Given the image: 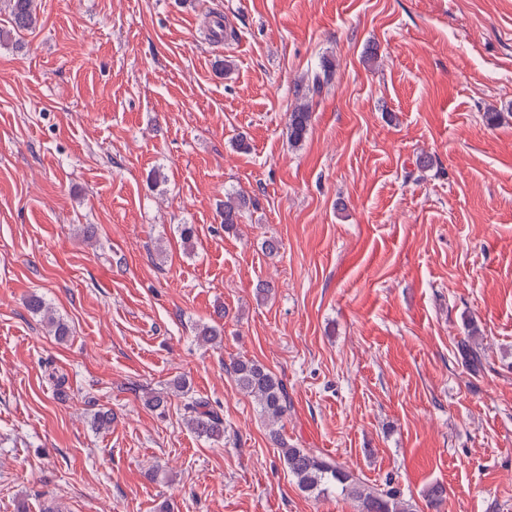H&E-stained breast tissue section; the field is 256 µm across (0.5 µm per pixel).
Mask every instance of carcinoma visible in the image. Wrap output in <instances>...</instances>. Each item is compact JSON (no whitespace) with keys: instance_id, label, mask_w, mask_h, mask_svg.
Wrapping results in <instances>:
<instances>
[{"instance_id":"obj_1","label":"carcinoma","mask_w":512,"mask_h":512,"mask_svg":"<svg viewBox=\"0 0 512 512\" xmlns=\"http://www.w3.org/2000/svg\"><path fill=\"white\" fill-rule=\"evenodd\" d=\"M0 11L7 15V25L0 27V44L12 42L14 36L32 30L38 24L35 0H0ZM333 75L332 61L324 58L296 84L295 104L287 114L288 136L293 143L304 140L312 119L313 99L331 83ZM250 203L251 199L241 193L224 194L220 214L225 230L230 231L240 223ZM25 306L31 314L42 318L58 339L69 336L68 325L56 316L42 296H29ZM197 339L204 345L216 347L222 343V332L215 326L204 325L199 329ZM457 352L468 370L480 371L482 354L474 335L460 339ZM229 369L236 386L257 403L260 415L267 422L270 440L279 448V459L300 491L320 497L336 490L356 503L357 512H413L412 503L403 498L399 489L390 485L382 488L366 485L336 460L314 449L288 443L277 425L287 417L292 402L283 380L265 365L255 360L235 359ZM174 397L181 398L183 422L189 430L208 441L219 443L224 440V418L209 401L191 394L186 381L177 380L151 392L146 401L153 410L163 414Z\"/></svg>"}]
</instances>
